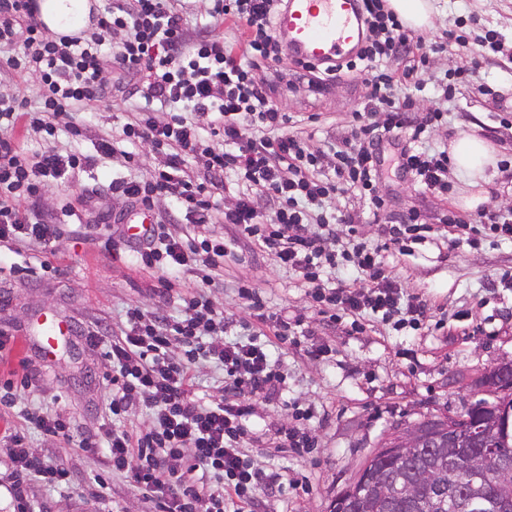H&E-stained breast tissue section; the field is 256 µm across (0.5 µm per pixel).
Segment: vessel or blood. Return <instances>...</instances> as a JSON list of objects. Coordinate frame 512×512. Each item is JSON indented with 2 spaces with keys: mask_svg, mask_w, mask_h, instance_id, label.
Wrapping results in <instances>:
<instances>
[{
  "mask_svg": "<svg viewBox=\"0 0 512 512\" xmlns=\"http://www.w3.org/2000/svg\"><path fill=\"white\" fill-rule=\"evenodd\" d=\"M276 31L295 59L324 65L355 57L363 37L360 2L288 0ZM70 329V323L59 318L43 319L39 343L44 354H52L57 336Z\"/></svg>",
  "mask_w": 512,
  "mask_h": 512,
  "instance_id": "b4317fda",
  "label": "vessel or blood"
}]
</instances>
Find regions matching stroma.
I'll return each mask as SVG.
<instances>
[{
  "mask_svg": "<svg viewBox=\"0 0 512 512\" xmlns=\"http://www.w3.org/2000/svg\"><path fill=\"white\" fill-rule=\"evenodd\" d=\"M435 26L426 31L427 41L443 40L455 18L466 21L470 42L494 31L504 46L473 60L469 46L450 45L431 53L425 83L469 68V82L457 86L448 104L447 118L425 133V142L443 146L459 132L485 139L507 171L491 174L486 209L512 212V0H434ZM362 79L342 73L327 79L322 89L309 87L307 79L295 80L291 89H277L275 99L301 131L314 153L341 147L353 126V113L365 100ZM131 104L95 99L86 106L92 128L75 140L59 132L44 141L24 125L14 136L30 153L53 146L78 149L95 155L99 139L118 136L128 120ZM387 159L379 185L388 212L421 213L432 227L424 241L409 243L404 252L387 254L393 275L404 291L429 307L419 328L397 327L375 318L362 328L331 323L323 305L301 288L296 274L271 256L237 240L232 225H215L216 233L233 243L224 260V278L207 289L214 307L232 322V334L260 335L266 328L237 293L245 280L261 296L267 309L287 310L305 327L297 341L274 343L280 371L287 387L281 399L256 401L250 419L254 436L244 452L263 469H276L282 491L263 500L264 512H328L331 501L358 477L367 457L380 448L395 427L408 426L426 417L463 414L484 398L481 383L504 360L512 361V243L479 233L477 212L459 208L461 177L449 172L447 195L424 193L398 168L400 148L383 141ZM163 160L151 146H143L133 162L121 154L97 157L94 165L74 170L38 197L33 207L44 214L56 212L68 202L78 215L91 214L95 206L107 207L100 222L80 226L64 234L54 254L19 243H0V330L15 337L9 352L0 354V384L27 382L21 406L0 415L5 427L24 426V411L48 410L70 422V438L56 441L39 432L29 443L46 458L63 462L75 476L71 488L52 490L32 483L28 500L32 512H77L80 501L90 500L97 487L94 479L106 474L110 501L119 512H149L150 504L125 475L105 471L102 458L83 454L80 440L96 433L108 415L109 390L87 382L88 368L107 370L99 349L68 337L53 358H45L34 337L25 333L38 313H57L72 325L120 333L128 306L144 312L174 316L176 299L161 297L157 277L141 270L131 259L124 241L112 238L114 224L127 218L132 208L126 199L113 196V181H149ZM337 213L362 216L355 230H344V248L365 242L377 244V227L368 204L351 194L336 196ZM461 221V228L446 231L442 216ZM45 260L49 269L29 275L11 274V264H36ZM326 346L323 357L312 349ZM313 416L306 426L313 445L300 452L275 455L276 428L295 425L299 412Z\"/></svg>",
  "mask_w": 512,
  "mask_h": 512,
  "instance_id": "obj_1",
  "label": "stroma"
}]
</instances>
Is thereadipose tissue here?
Wrapping results in <instances>:
<instances>
[{"label":"adipose tissue","instance_id":"ef3b65f1","mask_svg":"<svg viewBox=\"0 0 512 512\" xmlns=\"http://www.w3.org/2000/svg\"><path fill=\"white\" fill-rule=\"evenodd\" d=\"M36 17L45 31L54 37L78 35L90 25L92 0H37ZM448 156L464 182L461 204L474 210L488 198L487 169L496 167L498 158L482 138L468 132L458 133L450 140Z\"/></svg>","mask_w":512,"mask_h":512}]
</instances>
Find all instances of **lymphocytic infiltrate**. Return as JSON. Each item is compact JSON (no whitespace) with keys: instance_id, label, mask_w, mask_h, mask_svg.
Returning <instances> with one entry per match:
<instances>
[{"instance_id":"1","label":"lymphocytic infiltrate","mask_w":512,"mask_h":512,"mask_svg":"<svg viewBox=\"0 0 512 512\" xmlns=\"http://www.w3.org/2000/svg\"><path fill=\"white\" fill-rule=\"evenodd\" d=\"M211 2L209 22L194 34L170 0H120L100 14L92 34L54 40L35 18V0H0V48L9 52L8 68L18 73L33 69L39 75L38 128L55 136L58 116L80 113L89 100L105 97L103 73L113 68L121 78L116 91L126 89L124 80H132L128 89L143 104L123 126L119 140L100 139L98 151L109 157L122 143L131 159L138 145L148 143L166 157L150 181L113 182V194L148 210L155 198L166 197L197 228L179 237L165 224H153L132 251L139 267L156 274L162 297H171L181 273H196L201 288L181 295L179 317H159L133 306L126 312L124 330L112 339L88 328L75 330L108 361V371L89 378L106 384L111 393V416L102 433L82 438L79 449L104 455L109 468L125 473L150 501L152 512H225L230 502H256L275 489L278 479L277 472L255 467L242 447L252 434L254 399L276 400L282 394L280 360L257 337L228 338V318L206 298L205 287L213 284L230 253L223 236L209 229L215 216L236 225L243 238L297 273L303 285L314 284L336 265V255L325 243L337 239V224L360 221L354 212H329V200L352 193L380 213L378 147L383 138L407 131L419 139L444 114L432 107L417 117L413 97L423 88L417 74L437 44L405 27L386 0H362L364 39L345 68L364 73L368 95L354 113L343 146L310 153L291 131L288 113L271 96V85L286 78L276 68L285 52L275 32L282 0ZM227 21L245 28L240 49L225 46L216 32ZM396 58L405 62L398 74L386 67L387 60ZM262 68L270 70V82L257 80ZM159 104L172 108L163 124L153 117ZM377 112L384 115L379 126L371 120ZM26 115L24 100L0 97V241L46 249L63 236L62 221L23 209L22 203L68 172L90 165L91 159L79 151L62 154L51 148L28 156L7 136ZM189 156L202 159L207 176L197 177L186 167ZM399 168L412 174L423 191L448 190L447 151L405 149ZM230 176L238 185L236 200L216 212L214 197ZM260 195L271 202V212L257 209ZM421 229L417 217L402 215L384 222L383 244L355 248L352 263L361 286L342 280L325 295L334 317L398 316L412 323L426 318L427 305L404 294L384 256ZM176 342L184 347L179 359L171 354ZM201 357L224 371L223 394L210 404L195 392L194 365ZM132 406L149 410V430L136 433L121 425ZM27 430L12 429L0 438L10 462L16 512H27L32 482L56 488L71 484L63 463L32 450Z\"/></svg>"}]
</instances>
